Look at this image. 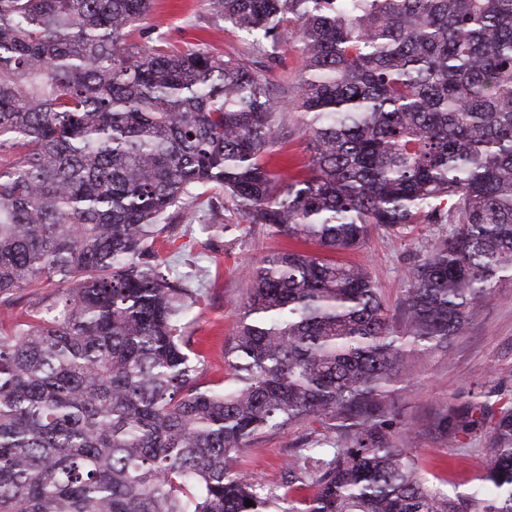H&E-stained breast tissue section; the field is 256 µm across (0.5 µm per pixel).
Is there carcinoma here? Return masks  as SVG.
<instances>
[{
    "instance_id": "obj_1",
    "label": "carcinoma",
    "mask_w": 512,
    "mask_h": 512,
    "mask_svg": "<svg viewBox=\"0 0 512 512\" xmlns=\"http://www.w3.org/2000/svg\"><path fill=\"white\" fill-rule=\"evenodd\" d=\"M151 5L0 0V308L33 299L0 332V512H512L511 401L457 424L491 425L467 497L398 446L383 389L407 350L365 267L265 256L211 388L180 334L195 292L154 249L204 185L331 253L447 224L404 314L448 353L512 276V0H208L252 36L243 57L127 42ZM288 29L302 64L284 89L268 71ZM293 112L310 160L273 172ZM328 415L355 430L291 453L285 493L233 469L256 436ZM30 306L31 298L26 295L9 312L0 309V329L13 332L31 322Z\"/></svg>"
}]
</instances>
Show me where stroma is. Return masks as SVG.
I'll return each mask as SVG.
<instances>
[{"label":"stroma","mask_w":512,"mask_h":512,"mask_svg":"<svg viewBox=\"0 0 512 512\" xmlns=\"http://www.w3.org/2000/svg\"><path fill=\"white\" fill-rule=\"evenodd\" d=\"M207 16V0H153L150 14L129 39L182 51L204 46L226 55L246 51L248 41L241 31L212 28ZM307 143L305 117L294 113L272 155L271 168L307 164ZM203 196L216 200L217 210L204 205L194 218L170 223L159 253L168 263L170 278L197 292L186 333L197 340L205 356L201 382L215 387L227 375L224 343L240 319L250 287L248 274L264 255L285 248L288 240L243 223L234 203L216 191L204 189ZM447 235L444 224H413L398 236L375 229L361 248L339 254V261L370 269L396 335L406 332L402 300L414 269L432 244ZM506 396L512 397V280L498 284L478 319L451 342L447 353L419 355L407 380L387 388L398 415L394 433L411 424L422 426L411 445L420 474L430 487L452 497L473 492L490 459L489 427L455 430L458 415L473 406L499 407ZM444 418L452 430L442 431L439 422ZM324 429V421L310 417L270 432L243 448L236 468L261 475L268 489H279L283 462L292 449L308 446Z\"/></svg>","instance_id":"35a3bbf8"}]
</instances>
